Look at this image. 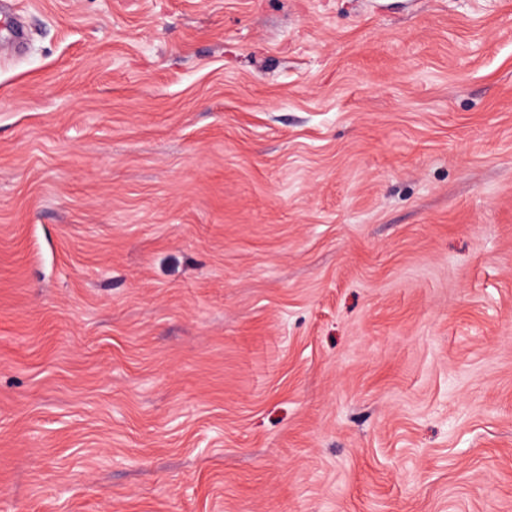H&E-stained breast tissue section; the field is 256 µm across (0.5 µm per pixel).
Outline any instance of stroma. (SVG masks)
Here are the masks:
<instances>
[{
    "label": "stroma",
    "mask_w": 512,
    "mask_h": 512,
    "mask_svg": "<svg viewBox=\"0 0 512 512\" xmlns=\"http://www.w3.org/2000/svg\"><path fill=\"white\" fill-rule=\"evenodd\" d=\"M0 512H512V0H13Z\"/></svg>",
    "instance_id": "1"
}]
</instances>
